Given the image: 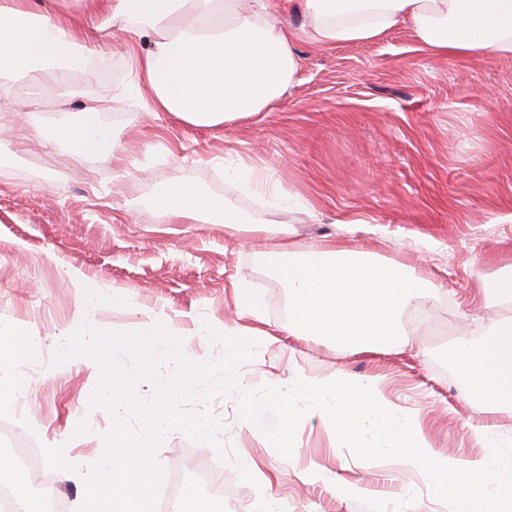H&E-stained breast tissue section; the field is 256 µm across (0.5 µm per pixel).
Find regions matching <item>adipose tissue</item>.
<instances>
[{"label": "adipose tissue", "mask_w": 512, "mask_h": 512, "mask_svg": "<svg viewBox=\"0 0 512 512\" xmlns=\"http://www.w3.org/2000/svg\"><path fill=\"white\" fill-rule=\"evenodd\" d=\"M0 0V79L26 75L33 84H66L112 49V29L140 45L127 78L112 97L172 121L213 127L270 111L300 69L297 33L275 16L273 0ZM306 37L322 46L366 41L410 26L436 57H512V0H301ZM80 155L116 151L109 131L71 124L45 134ZM175 220L210 217L241 227L234 209L215 207L187 184H170L156 199ZM263 251L266 266L288 287L287 332L316 336L350 352L375 349L393 336L401 312L428 287L425 278L393 259L359 249L291 243L288 225ZM40 341L23 326L0 321V408L30 381L7 369L37 360ZM448 363L484 412L512 409V318L492 325L488 338L459 339Z\"/></svg>", "instance_id": "ef3b65f1"}]
</instances>
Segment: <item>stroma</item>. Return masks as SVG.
<instances>
[{"instance_id":"35a3bbf8","label":"stroma","mask_w":512,"mask_h":512,"mask_svg":"<svg viewBox=\"0 0 512 512\" xmlns=\"http://www.w3.org/2000/svg\"><path fill=\"white\" fill-rule=\"evenodd\" d=\"M124 41L115 32V51L66 85L33 96L19 77L0 89L8 128L0 134V319L25 325L43 348L31 390L0 410V428L37 449L40 476L76 500L84 483L65 479L56 459L88 472L112 430L111 411L92 403L97 362L83 354L53 362L79 321L134 331L163 320L193 364L224 357L223 343L200 327L257 326L277 339L238 365V391L184 406L222 422L220 445L165 435L156 452L165 476L207 469L242 512H261L270 500L283 512H392V493L409 485L422 491L414 512H448L424 496L415 471L337 451L319 420H302L291 457L282 456L248 429L240 394L343 368L375 380L416 417L434 451L479 454L475 428L486 420L512 438V412L486 416L448 364L450 343L481 339L493 321L512 316V307L471 301L485 277L512 265V58H437L406 25L357 44L301 41L300 71L278 108L205 128L113 103L112 85L127 69ZM73 123L106 126L118 158L83 157L38 138ZM242 162L289 191L287 209L247 189ZM171 183L196 186L249 221L288 224L299 246L356 243L402 261L431 286L378 351L349 354L315 336L278 335L288 289L260 257L269 234L170 219L155 200ZM241 281L260 301V319L237 315ZM85 283L100 296L91 311ZM249 460L257 472L246 469ZM312 461L364 494L335 496L307 481L301 471Z\"/></svg>"}]
</instances>
